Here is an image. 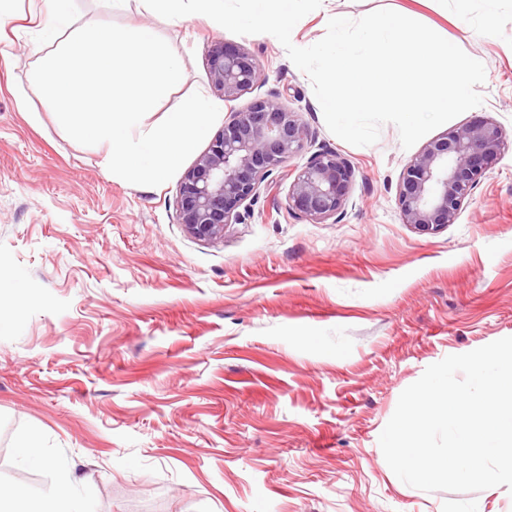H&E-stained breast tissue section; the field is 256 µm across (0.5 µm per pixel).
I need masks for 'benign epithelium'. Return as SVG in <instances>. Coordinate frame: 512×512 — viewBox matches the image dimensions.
Segmentation results:
<instances>
[{"mask_svg": "<svg viewBox=\"0 0 512 512\" xmlns=\"http://www.w3.org/2000/svg\"><path fill=\"white\" fill-rule=\"evenodd\" d=\"M207 67L224 100L235 101L262 84L258 60L245 49L215 42ZM310 136L298 113L271 98H257L229 113L224 128L186 171L176 199L179 223L199 240L224 237L231 224H242L246 202L262 183L304 147ZM506 134L482 118L426 143L405 165L397 190L402 223L437 232L455 223L465 200L506 148ZM355 182L349 159L322 148L295 173L288 211L321 223L342 212Z\"/></svg>", "mask_w": 512, "mask_h": 512, "instance_id": "obj_1", "label": "benign epithelium"}]
</instances>
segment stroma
I'll list each match as a JSON object with an SVG mask.
<instances>
[{"mask_svg":"<svg viewBox=\"0 0 512 512\" xmlns=\"http://www.w3.org/2000/svg\"><path fill=\"white\" fill-rule=\"evenodd\" d=\"M77 26L152 28L183 80L150 122L200 93L219 109L277 97L349 159L342 214L316 224L287 211L273 172L244 223L203 241L179 224L174 177L144 192L112 176L98 146L71 139L39 99L20 111L35 58L15 41L0 67V448L17 440L92 480L97 512H512V492H425L401 482L379 436L401 392L446 356L512 337V0H330L353 20L406 12L481 61L479 117L508 146L454 224L402 223L400 174L413 156L396 126L369 146L327 127L308 76L268 34L213 20L175 23L138 0H77ZM223 40L259 60L264 80L226 102L208 51Z\"/></svg>","mask_w":512,"mask_h":512,"instance_id":"35a3bbf8","label":"stroma"}]
</instances>
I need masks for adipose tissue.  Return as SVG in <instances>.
<instances>
[{"mask_svg": "<svg viewBox=\"0 0 512 512\" xmlns=\"http://www.w3.org/2000/svg\"><path fill=\"white\" fill-rule=\"evenodd\" d=\"M0 512H96V507L90 489L78 488L72 471L60 467L53 487L44 495L1 483Z\"/></svg>", "mask_w": 512, "mask_h": 512, "instance_id": "ef3b65f1", "label": "adipose tissue"}]
</instances>
